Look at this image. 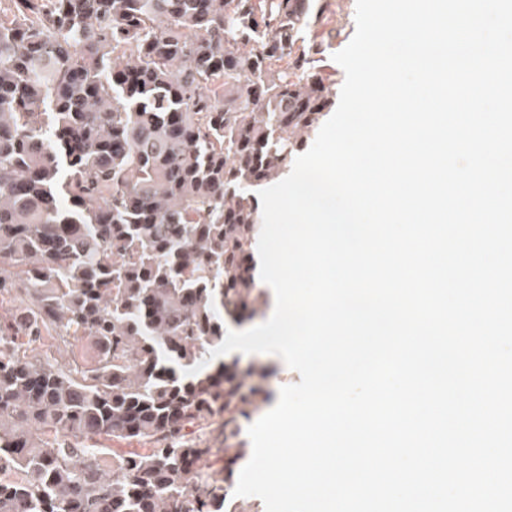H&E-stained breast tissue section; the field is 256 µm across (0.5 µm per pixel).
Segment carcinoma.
Here are the masks:
<instances>
[{
  "mask_svg": "<svg viewBox=\"0 0 512 512\" xmlns=\"http://www.w3.org/2000/svg\"><path fill=\"white\" fill-rule=\"evenodd\" d=\"M309 14L0 0V512H260L231 490L271 394L210 352L221 316L261 313L246 189L288 172L331 106ZM47 337L96 359L28 353ZM216 429L222 487L200 466Z\"/></svg>",
  "mask_w": 512,
  "mask_h": 512,
  "instance_id": "cac0c4a2",
  "label": "carcinoma"
}]
</instances>
